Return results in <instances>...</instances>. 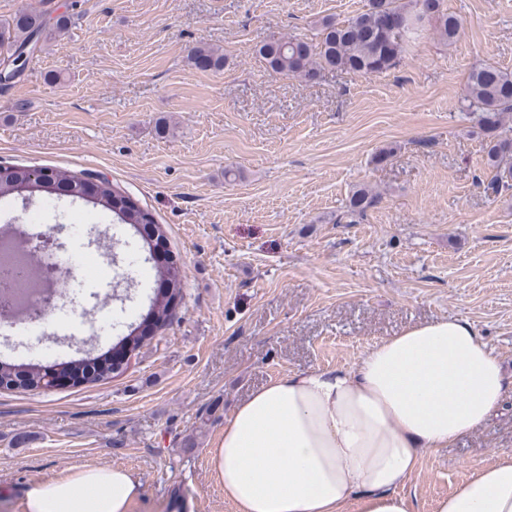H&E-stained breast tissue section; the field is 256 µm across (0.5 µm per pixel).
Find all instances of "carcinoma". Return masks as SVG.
Here are the masks:
<instances>
[{"mask_svg": "<svg viewBox=\"0 0 512 512\" xmlns=\"http://www.w3.org/2000/svg\"><path fill=\"white\" fill-rule=\"evenodd\" d=\"M68 17H59L49 27L38 14L22 12L0 27V46L9 57L25 68L29 55L42 49L45 43L66 29ZM320 39L310 42L294 35L272 36L255 47L254 52L275 74L291 75L305 81L317 79L325 69L349 74L377 76L398 67L408 49L429 30L444 44L455 42L459 18L448 12L445 0H368L366 9L352 18L337 22L326 18L319 22ZM190 63L199 69L219 71L224 68V54L209 47H195L189 54ZM462 111L475 121L482 136L487 165L495 174L489 189L497 193L512 189V71L490 64L474 66L468 75ZM90 173H75L57 167L0 165V197L14 194L25 182L43 181L54 193L59 189L81 192V182ZM91 203L105 213L115 216L119 223L153 225V232L141 235L149 247L165 239L160 225L150 212L141 208L129 195L112 188L106 178L92 186ZM380 193L360 188L352 193L343 210L336 214L338 224H353L380 200ZM154 280L168 284L167 292L150 299L142 319H151L159 327L169 325L177 314L183 297L184 275L180 265L173 262L153 267ZM92 365L81 382L104 381L114 374L113 363L103 354L88 359ZM14 376L30 389L47 386L46 374L36 367L0 362V377Z\"/></svg>", "mask_w": 512, "mask_h": 512, "instance_id": "obj_1", "label": "carcinoma"}]
</instances>
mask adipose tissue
<instances>
[{"label":"adipose tissue","mask_w":512,"mask_h":512,"mask_svg":"<svg viewBox=\"0 0 512 512\" xmlns=\"http://www.w3.org/2000/svg\"><path fill=\"white\" fill-rule=\"evenodd\" d=\"M512 390L469 322L386 337L350 367L270 380L237 404L209 468L236 512H414L403 487L427 448L479 427ZM129 469L96 466L34 484L26 512H129ZM435 512H512V453L479 466Z\"/></svg>","instance_id":"obj_1"}]
</instances>
